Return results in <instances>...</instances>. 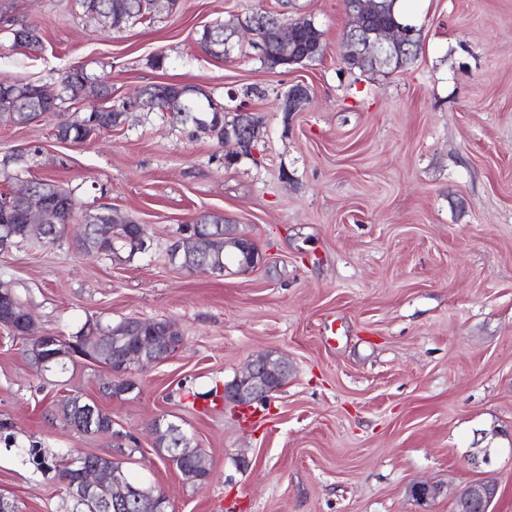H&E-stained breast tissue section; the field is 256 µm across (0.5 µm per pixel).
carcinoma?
<instances>
[{"label": "carcinoma", "instance_id": "carcinoma-1", "mask_svg": "<svg viewBox=\"0 0 512 512\" xmlns=\"http://www.w3.org/2000/svg\"><path fill=\"white\" fill-rule=\"evenodd\" d=\"M153 0H80L83 12L88 14L95 12L106 18L113 28H121L133 19H140L153 13ZM229 22L218 23L203 29L198 39L200 49L207 55L216 58L225 56L224 52V28ZM298 48L294 62L303 64L314 62L324 53L322 31L312 26L308 21L297 26ZM13 44L20 48L33 49L40 45L42 37L35 25L25 24L11 30ZM421 49L420 36H415L407 46V52L396 56L392 62L386 65L388 69H398L415 59ZM62 77L70 80L67 94L71 100L76 101L82 96H93L99 100L108 97V88L95 83L85 70L80 74H71L67 68L62 72ZM12 93L5 94L0 89V106L14 109V120L18 124H30L36 119L47 114L60 111L58 101L46 100L37 96L38 84L33 82L16 81L11 85ZM165 93L169 95L179 111L172 113V120L186 125L191 124L197 132H203L221 142L224 139V127L233 126L236 119L228 120L222 112L212 109L210 98L201 90L190 86L169 84ZM122 123V113L114 109L103 112L95 106L90 111L75 116H68L60 121V134L57 138L64 142L84 143L97 136L104 130L111 129ZM31 194L26 206L16 207L12 210H0V231L11 236L14 244L22 243L29 239L27 224H25V207H37L42 210L49 237L44 240L46 244H52L61 239L66 232V224L72 220L68 216L67 208L75 202V197L70 190L45 180L30 181ZM107 212L98 208L83 215L84 224L81 233L77 236L78 247L87 252H97L111 255L117 259L121 254H127L131 259L142 252L136 243V237L147 232L145 226L137 224L130 219L118 216L112 219L114 232L112 238L102 240L94 234V225L105 220ZM199 223L207 225L205 238L199 239L197 235L189 232V227H181L178 233L181 238L177 243L168 246L170 258H178L181 266H205L224 272V266H229L232 271H237L239 262L246 259L243 252L236 249L228 253L224 252V234L232 233L231 225L224 223V217L219 215H207L200 218ZM14 333L23 335L27 332L28 312L20 299L14 300L13 307ZM158 328L163 335L182 342L181 333L174 322L160 320L157 323L145 325V330ZM127 343L121 324L112 325L97 322L84 325L76 335L64 340L66 348H87L85 357L99 364L112 366V358L125 349ZM87 408L94 409L93 430H112V417L103 411L99 405L91 400H86L79 393L64 397L58 405V412L66 425L76 434H90V430L81 429L78 425V415ZM191 445V436L183 430L180 424L167 419L165 416L155 418L153 430V447L158 452L165 454L171 463H178L177 449L187 448ZM20 452L29 457L36 471L46 474L50 471L63 479L77 471L91 473L101 467H116L125 469L124 462L115 458H105L94 454L73 453L65 448L61 452L47 453L41 448H22ZM164 504L161 501L152 503L146 499L135 498L118 504L111 503L107 510L100 509L96 504H86L82 512H162Z\"/></svg>", "mask_w": 512, "mask_h": 512}]
</instances>
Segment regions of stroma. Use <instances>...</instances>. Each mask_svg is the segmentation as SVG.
Here are the masks:
<instances>
[{
    "label": "stroma",
    "instance_id": "stroma-1",
    "mask_svg": "<svg viewBox=\"0 0 512 512\" xmlns=\"http://www.w3.org/2000/svg\"><path fill=\"white\" fill-rule=\"evenodd\" d=\"M421 50L386 73L347 71L342 0H178L121 29L78 0H0V81L55 87L85 68L121 108L160 83L199 88L227 117L262 116L257 159L225 166V148L144 108L85 143L57 140L55 117L0 124V191L17 179L73 190L79 211L106 204L148 229L133 260L86 253L77 225L45 246L0 252V282L37 330L74 335L85 322L167 318L182 333L168 360L113 397L101 364L41 374L22 337L0 329V436L88 454L111 435L70 433L54 407L77 391L136 447L130 476L164 490L174 512H456V493L492 478L490 512H512V0H412ZM261 8L282 23L312 16L324 55L266 68L250 43L234 59L200 50L204 27ZM33 23L34 50L13 28ZM164 55L163 68L152 59ZM297 83L310 97L280 110ZM224 216L266 260L214 277L161 262L179 227ZM287 355V384L248 418L212 405L255 355ZM165 415L211 468L183 480L146 430ZM481 448L493 467L474 466ZM434 486L420 503L410 487ZM0 495L19 512H68L52 476L0 453ZM13 44L16 47L33 49L40 45L42 37L36 25L25 24L11 30Z\"/></svg>",
    "mask_w": 512,
    "mask_h": 512
}]
</instances>
